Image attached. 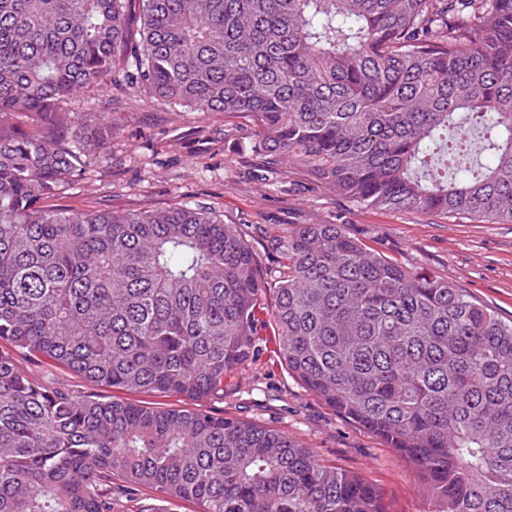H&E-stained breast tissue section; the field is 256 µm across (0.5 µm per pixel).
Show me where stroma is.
<instances>
[{
  "label": "stroma",
  "mask_w": 512,
  "mask_h": 512,
  "mask_svg": "<svg viewBox=\"0 0 512 512\" xmlns=\"http://www.w3.org/2000/svg\"><path fill=\"white\" fill-rule=\"evenodd\" d=\"M123 133L100 153L84 179L56 206L124 212L175 204L204 206L241 225L262 267H276L272 239L295 224L334 223L406 267L433 271L512 320V224L436 223L406 212L360 207L300 173L265 181L256 158L242 152L248 118L174 113L164 101L105 88L70 107L97 122L104 102ZM204 409L268 424L311 448L317 458L361 475L383 493L386 512H428L424 487L394 449L324 405L263 353L238 370L232 389Z\"/></svg>",
  "instance_id": "obj_1"
}]
</instances>
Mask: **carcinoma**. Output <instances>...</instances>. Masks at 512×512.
I'll return each mask as SVG.
<instances>
[{
    "mask_svg": "<svg viewBox=\"0 0 512 512\" xmlns=\"http://www.w3.org/2000/svg\"><path fill=\"white\" fill-rule=\"evenodd\" d=\"M132 64L123 92L252 117L268 177L512 224V0H0V512H124L142 488L199 512H384L278 429L20 362L200 402L265 349L395 449L430 512H512V320L341 224L285 229L265 273L203 207L46 205L118 137L74 136L63 103ZM61 381H65L71 385H73L75 388L80 390H87L86 388H89L90 392L96 393L98 396L104 398V399H127V400H134V401H140V402H149V403H163L168 405H182V402L178 401L175 398H160L155 397L153 395L149 394H128L119 390H112V388H101V387H89L82 379L75 377L73 375H65L60 373H55Z\"/></svg>",
    "mask_w": 512,
    "mask_h": 512,
    "instance_id": "obj_1",
    "label": "carcinoma"
}]
</instances>
